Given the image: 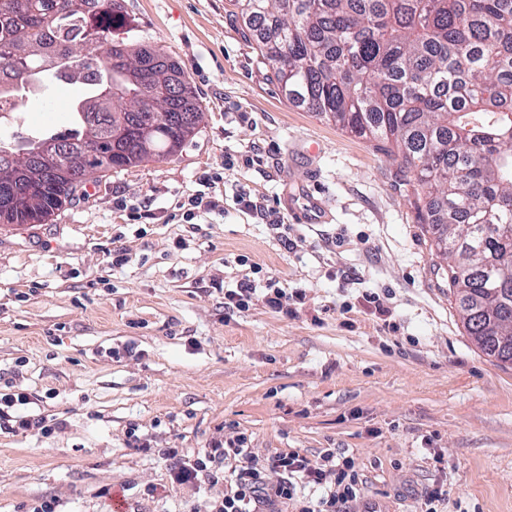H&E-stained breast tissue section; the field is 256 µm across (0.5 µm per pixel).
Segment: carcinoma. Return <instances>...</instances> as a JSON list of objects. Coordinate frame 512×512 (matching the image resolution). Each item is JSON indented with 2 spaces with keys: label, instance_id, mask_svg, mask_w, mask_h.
I'll use <instances>...</instances> for the list:
<instances>
[{
  "label": "carcinoma",
  "instance_id": "1",
  "mask_svg": "<svg viewBox=\"0 0 512 512\" xmlns=\"http://www.w3.org/2000/svg\"><path fill=\"white\" fill-rule=\"evenodd\" d=\"M0 0V99L86 89L65 132L0 141V193L47 139L24 207L49 219L99 172L168 159L204 118L180 62L133 43L124 0ZM293 104L398 163L467 335L512 364V0H234Z\"/></svg>",
  "mask_w": 512,
  "mask_h": 512
}]
</instances>
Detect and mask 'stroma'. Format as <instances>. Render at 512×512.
<instances>
[{
  "mask_svg": "<svg viewBox=\"0 0 512 512\" xmlns=\"http://www.w3.org/2000/svg\"><path fill=\"white\" fill-rule=\"evenodd\" d=\"M125 7L135 40L183 65L204 120L178 156L102 173L44 223L0 224V378L66 423L48 437L0 435V512L42 497L62 512H113L116 493L126 512H186L190 493L163 491L152 452L125 447L132 425L191 452L226 426L264 452L336 449L390 512H414L443 480V512H512V365L467 336L396 163L288 101L232 0ZM81 95L55 82L23 96L0 139L68 129ZM256 150L262 165L225 170L227 155ZM220 169L221 210L191 233L169 223L176 200ZM243 189L278 209L319 194L331 218L294 225L286 245L238 210ZM142 200L146 218L129 223L125 205ZM119 248L131 261L115 268ZM240 255L261 266L258 284L305 292L296 314L259 298L225 313ZM127 346L136 358H111Z\"/></svg>",
  "mask_w": 512,
  "mask_h": 512,
  "instance_id": "1",
  "label": "stroma"
}]
</instances>
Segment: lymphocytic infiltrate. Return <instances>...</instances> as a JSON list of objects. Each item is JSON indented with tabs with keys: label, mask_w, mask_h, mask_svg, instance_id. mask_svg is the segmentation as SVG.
<instances>
[{
	"label": "lymphocytic infiltrate",
	"mask_w": 512,
	"mask_h": 512,
	"mask_svg": "<svg viewBox=\"0 0 512 512\" xmlns=\"http://www.w3.org/2000/svg\"><path fill=\"white\" fill-rule=\"evenodd\" d=\"M221 181V174L203 175L200 190L176 202L173 218L189 224L218 208L212 191ZM237 263L247 272L225 290V311L248 310L258 293L276 313L287 312L290 300H304L303 290L288 291L273 278L258 288L254 276L259 265L245 255ZM30 402L21 385L8 381L0 387L1 433L47 437L64 428V420L29 411ZM154 451L172 488L194 493L208 489V496L193 501L188 512H356L366 496L354 459L332 448L312 457L296 449L265 454L251 447L246 433L231 427L192 453L181 448Z\"/></svg>",
	"instance_id": "f902f5d3"
}]
</instances>
